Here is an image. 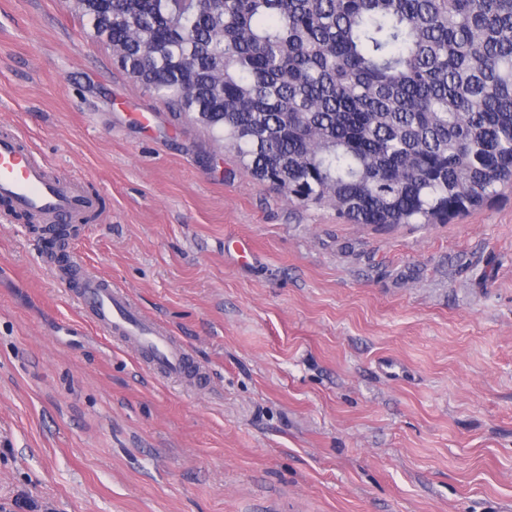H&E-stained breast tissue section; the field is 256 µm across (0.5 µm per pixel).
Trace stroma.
<instances>
[{
	"instance_id": "obj_1",
	"label": "stroma",
	"mask_w": 512,
	"mask_h": 512,
	"mask_svg": "<svg viewBox=\"0 0 512 512\" xmlns=\"http://www.w3.org/2000/svg\"><path fill=\"white\" fill-rule=\"evenodd\" d=\"M9 126L103 195L67 250L206 385L98 333L35 226L0 221V505L512 512V189L390 231L293 203L118 68L73 0H0Z\"/></svg>"
}]
</instances>
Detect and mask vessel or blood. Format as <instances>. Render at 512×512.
I'll use <instances>...</instances> for the list:
<instances>
[{
  "label": "vessel or blood",
  "mask_w": 512,
  "mask_h": 512,
  "mask_svg": "<svg viewBox=\"0 0 512 512\" xmlns=\"http://www.w3.org/2000/svg\"><path fill=\"white\" fill-rule=\"evenodd\" d=\"M0 201L6 214H25L38 224H78L99 211L101 198L76 178L60 179L49 172L47 162L28 145L15 127L0 130ZM71 270L81 271L77 299L98 326L148 361L152 371L169 377H185L194 362L184 346L160 322L147 317L127 293L111 282L84 270L79 258L69 260Z\"/></svg>",
  "instance_id": "obj_1"
}]
</instances>
